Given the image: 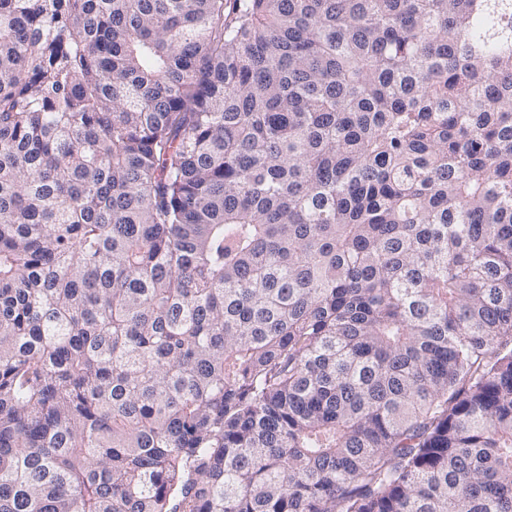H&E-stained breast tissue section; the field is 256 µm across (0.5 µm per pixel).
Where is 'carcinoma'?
Listing matches in <instances>:
<instances>
[{
	"mask_svg": "<svg viewBox=\"0 0 512 512\" xmlns=\"http://www.w3.org/2000/svg\"><path fill=\"white\" fill-rule=\"evenodd\" d=\"M0 512H512V0H0Z\"/></svg>",
	"mask_w": 512,
	"mask_h": 512,
	"instance_id": "cac0c4a2",
	"label": "carcinoma"
}]
</instances>
